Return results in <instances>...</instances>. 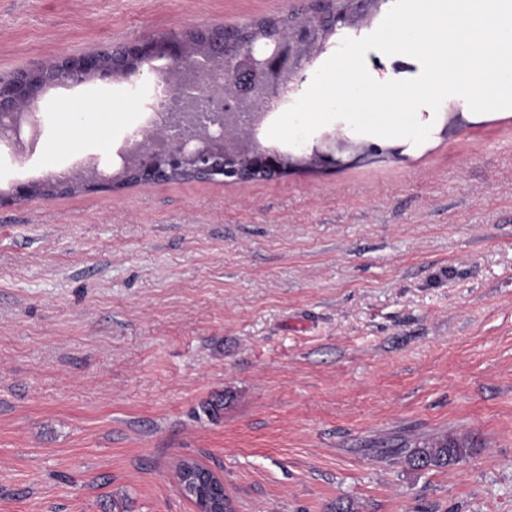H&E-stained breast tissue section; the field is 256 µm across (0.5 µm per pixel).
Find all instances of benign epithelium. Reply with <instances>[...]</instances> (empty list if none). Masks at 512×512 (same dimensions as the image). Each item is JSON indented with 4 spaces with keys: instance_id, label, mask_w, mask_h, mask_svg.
<instances>
[{
    "instance_id": "7a95c632",
    "label": "benign epithelium",
    "mask_w": 512,
    "mask_h": 512,
    "mask_svg": "<svg viewBox=\"0 0 512 512\" xmlns=\"http://www.w3.org/2000/svg\"><path fill=\"white\" fill-rule=\"evenodd\" d=\"M311 2L310 17L290 23L274 19L263 26L256 41H245L238 27L203 33L208 41L205 56L224 69L228 82L224 86L198 82L193 84L192 91L203 98L224 101V111L216 117V122L224 125V133L215 135L208 127L197 124L193 115L185 111V100L176 97L167 120L182 128V140L170 142L162 151L140 140L130 147L124 145L118 152L119 168L113 173L99 170L94 159H88L80 164V170L90 174L93 187L110 190L123 180L146 185L169 181L179 173H190L197 180L222 177L238 183L287 172V157L263 147L255 132L273 107L280 108L290 101L294 73L324 47L336 28L353 24L367 0ZM160 58L177 66L190 64L186 37L174 35L162 42L132 43L120 50L117 61L108 51H93L52 60L0 80V122L14 127L25 124L30 129L28 138L8 140L6 144L19 156L35 142L39 129L34 108L47 87L113 79L134 83L141 76V65H150ZM76 187V179H61L57 175L40 186L20 183L13 187L10 196L0 195V205L25 200L40 190L50 194Z\"/></svg>"
}]
</instances>
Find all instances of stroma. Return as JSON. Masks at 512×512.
Listing matches in <instances>:
<instances>
[{
	"label": "stroma",
	"mask_w": 512,
	"mask_h": 512,
	"mask_svg": "<svg viewBox=\"0 0 512 512\" xmlns=\"http://www.w3.org/2000/svg\"><path fill=\"white\" fill-rule=\"evenodd\" d=\"M309 0H0V77L58 57L309 17ZM293 78L302 95L343 38ZM378 81L410 56L366 55ZM124 83L49 88L0 192L115 156L144 119ZM95 127L71 134L70 111ZM429 138L342 120L263 146L304 169L0 206V512H194V458L236 512H512V112L421 108ZM222 401L217 417L204 405ZM447 432L464 461L415 471L387 445Z\"/></svg>",
	"instance_id": "obj_1"
}]
</instances>
